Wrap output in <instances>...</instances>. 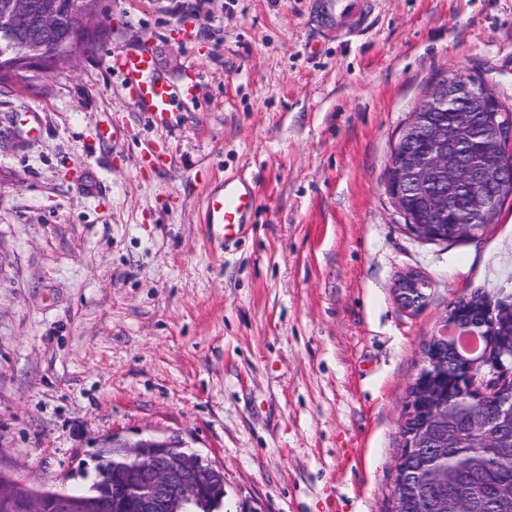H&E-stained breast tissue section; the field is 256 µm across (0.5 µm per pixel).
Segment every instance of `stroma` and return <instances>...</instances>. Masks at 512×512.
<instances>
[{
    "label": "stroma",
    "instance_id": "35a3bbf8",
    "mask_svg": "<svg viewBox=\"0 0 512 512\" xmlns=\"http://www.w3.org/2000/svg\"><path fill=\"white\" fill-rule=\"evenodd\" d=\"M321 2L99 0L91 53L0 81L1 474L66 491L102 440L176 434L224 512H389L426 343L462 299L512 305V198L425 242L386 168L444 76L512 108V0H372L349 36ZM141 51L167 111L109 62ZM238 175L228 247L205 201ZM427 288L426 282L415 274L404 276L397 284V296L401 304L406 308H418L425 300L423 289Z\"/></svg>",
    "mask_w": 512,
    "mask_h": 512
}]
</instances>
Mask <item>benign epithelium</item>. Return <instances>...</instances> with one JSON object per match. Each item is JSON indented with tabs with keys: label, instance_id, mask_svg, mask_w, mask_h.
Segmentation results:
<instances>
[{
	"label": "benign epithelium",
	"instance_id": "7a95c632",
	"mask_svg": "<svg viewBox=\"0 0 512 512\" xmlns=\"http://www.w3.org/2000/svg\"><path fill=\"white\" fill-rule=\"evenodd\" d=\"M98 27V21H80L71 12L34 16L26 0L0 12V31L29 35V60L50 68L59 50L54 36L68 30L74 41ZM512 188V111L481 80L460 74L439 79L409 113L394 144L387 166V189L393 204L416 238L437 242L473 236L494 222L503 192ZM426 282L415 274L397 284V296L406 308L425 300ZM453 332L431 337L423 367L411 386L410 405L402 430L405 455L397 461L396 484L408 478L406 455L424 448L434 455L478 441L498 448L512 435V307L500 305L481 320H466L452 311L446 318ZM478 336L486 352L476 361L466 360L453 372L440 349L457 348L461 340ZM495 378L479 382L482 369ZM185 445L177 435L147 437L131 442L112 437V447L140 459V464L108 484L112 500L77 501L65 493L46 498L23 492L10 479H0V500L18 502L21 512H176L198 498L204 480L224 485L222 470L203 466L197 453L178 452ZM416 484L445 487L448 470L423 468ZM512 499V483L499 484L485 506L496 510ZM437 508L442 512H472L469 493L454 487Z\"/></svg>",
	"mask_w": 512,
	"mask_h": 512
}]
</instances>
